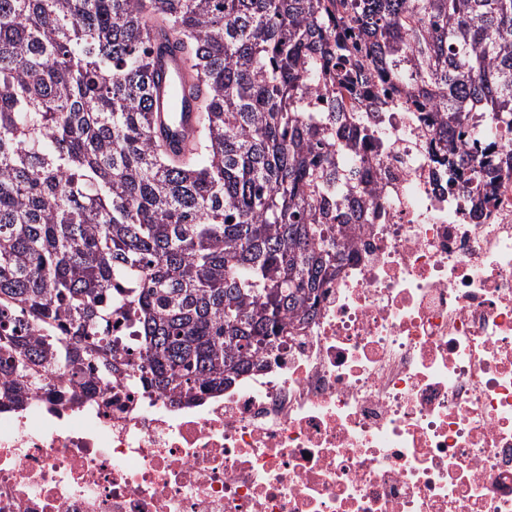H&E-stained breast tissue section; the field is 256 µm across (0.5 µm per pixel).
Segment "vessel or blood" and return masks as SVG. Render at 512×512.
<instances>
[{"mask_svg":"<svg viewBox=\"0 0 512 512\" xmlns=\"http://www.w3.org/2000/svg\"><path fill=\"white\" fill-rule=\"evenodd\" d=\"M151 107L157 135L169 156L185 154L200 130L197 107L204 84L175 43L154 39Z\"/></svg>","mask_w":512,"mask_h":512,"instance_id":"vessel-or-blood-1","label":"vessel or blood"}]
</instances>
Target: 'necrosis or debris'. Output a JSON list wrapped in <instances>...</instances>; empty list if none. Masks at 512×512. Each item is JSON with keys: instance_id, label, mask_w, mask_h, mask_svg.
I'll use <instances>...</instances> for the list:
<instances>
[{"instance_id": "necrosis-or-debris-1", "label": "necrosis or debris", "mask_w": 512, "mask_h": 512, "mask_svg": "<svg viewBox=\"0 0 512 512\" xmlns=\"http://www.w3.org/2000/svg\"><path fill=\"white\" fill-rule=\"evenodd\" d=\"M371 195L270 370L176 406L50 375L0 406V512H512V175L487 214L374 112Z\"/></svg>"}]
</instances>
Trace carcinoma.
<instances>
[{"label":"carcinoma","instance_id":"1","mask_svg":"<svg viewBox=\"0 0 512 512\" xmlns=\"http://www.w3.org/2000/svg\"><path fill=\"white\" fill-rule=\"evenodd\" d=\"M159 26L207 91L183 161L147 105ZM352 32L434 107L416 120L448 184L494 206L512 0H0V401L62 370L76 404L122 375L190 405L270 368L257 355L309 318L369 195Z\"/></svg>","mask_w":512,"mask_h":512}]
</instances>
